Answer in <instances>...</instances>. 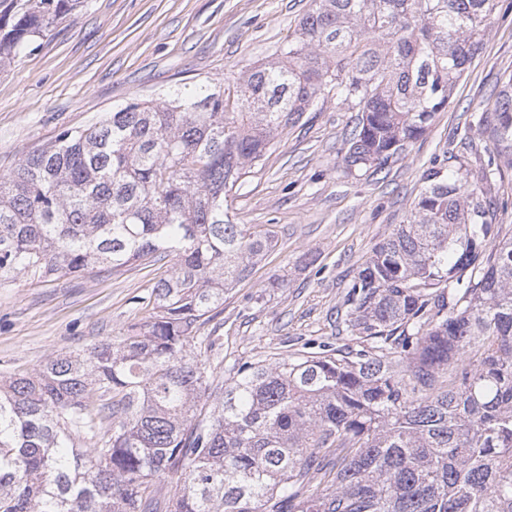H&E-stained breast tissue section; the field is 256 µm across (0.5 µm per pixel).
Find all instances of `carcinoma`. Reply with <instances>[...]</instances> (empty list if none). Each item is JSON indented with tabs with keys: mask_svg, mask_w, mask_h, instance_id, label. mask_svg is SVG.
Listing matches in <instances>:
<instances>
[{
	"mask_svg": "<svg viewBox=\"0 0 512 512\" xmlns=\"http://www.w3.org/2000/svg\"><path fill=\"white\" fill-rule=\"evenodd\" d=\"M498 3L314 0L233 91L134 100L0 175V282L174 258L120 343L0 377V512H512V75L473 122L488 161L430 170L359 266L343 305L361 348L220 382L197 335L274 247L224 204L278 134L334 91L359 112L346 168H384L448 105ZM77 4L0 11V71ZM498 216L500 224L512 225V172L505 171L503 182L497 194Z\"/></svg>",
	"mask_w": 512,
	"mask_h": 512,
	"instance_id": "cac0c4a2",
	"label": "carcinoma"
}]
</instances>
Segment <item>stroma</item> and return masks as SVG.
I'll return each instance as SVG.
<instances>
[{
	"label": "stroma",
	"instance_id": "stroma-1",
	"mask_svg": "<svg viewBox=\"0 0 512 512\" xmlns=\"http://www.w3.org/2000/svg\"><path fill=\"white\" fill-rule=\"evenodd\" d=\"M312 0H83L32 38L0 71V174L54 141L136 99L200 83L235 84L287 42ZM512 75V0H500L482 52L447 107L394 162L362 176L343 156L357 114L325 96L276 139L268 158L233 188L226 215L263 224L275 246L203 324L225 364L274 361L350 345L343 298L358 267L394 225L406 223L436 168H470L486 142L466 130ZM170 265L148 259L118 272L0 285V375L38 368L52 354L120 342ZM286 280L283 288L273 279Z\"/></svg>",
	"mask_w": 512,
	"mask_h": 512
}]
</instances>
